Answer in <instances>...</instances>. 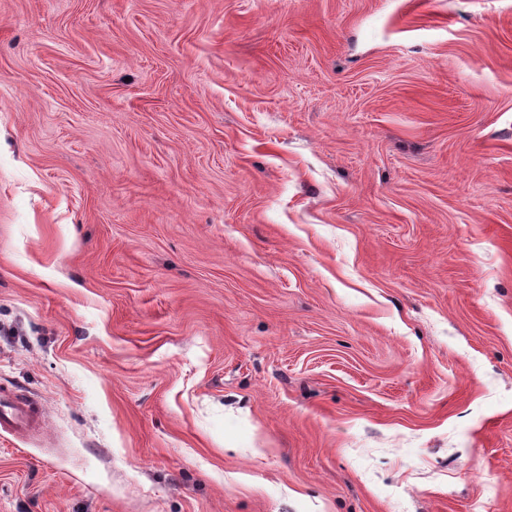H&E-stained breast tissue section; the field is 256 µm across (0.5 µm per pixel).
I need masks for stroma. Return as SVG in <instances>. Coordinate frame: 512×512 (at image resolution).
Wrapping results in <instances>:
<instances>
[{"mask_svg":"<svg viewBox=\"0 0 512 512\" xmlns=\"http://www.w3.org/2000/svg\"><path fill=\"white\" fill-rule=\"evenodd\" d=\"M0 512H512V0H0ZM41 408L12 390L0 391V432L23 434L40 422Z\"/></svg>","mask_w":512,"mask_h":512,"instance_id":"obj_1","label":"stroma"}]
</instances>
